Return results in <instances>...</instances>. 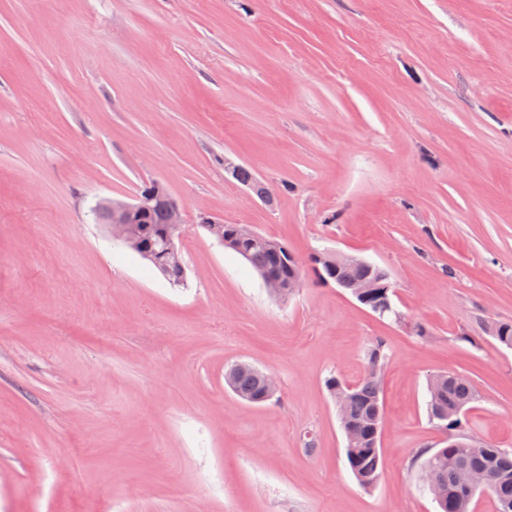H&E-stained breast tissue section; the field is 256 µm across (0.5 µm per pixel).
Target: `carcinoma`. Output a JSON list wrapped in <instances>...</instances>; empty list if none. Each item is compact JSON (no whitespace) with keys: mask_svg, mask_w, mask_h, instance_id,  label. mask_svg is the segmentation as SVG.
I'll return each instance as SVG.
<instances>
[{"mask_svg":"<svg viewBox=\"0 0 512 512\" xmlns=\"http://www.w3.org/2000/svg\"><path fill=\"white\" fill-rule=\"evenodd\" d=\"M229 175L254 195L263 194V182L249 167L240 164L229 171ZM166 192L167 189H162L143 220L129 225L133 251L151 263L154 262L152 253L163 249L170 227ZM241 228L240 224L224 225V247L241 255L259 276H275L286 283L300 275L288 263V253L291 252L288 243L256 230L246 236L240 232ZM314 271L320 281H333L341 288L387 273L386 269L367 262L347 260L338 264L334 258L317 263ZM160 272L173 287L187 280L186 268L174 264ZM489 333L500 345L512 349V322L498 321L490 326ZM385 360L384 345L377 342L367 349V373L360 381L349 384L335 375L325 381L332 398L345 399V429L362 438L356 447L345 449V454L352 475L365 490L375 486L383 468V454L379 448L384 422L380 373ZM225 380L243 400L254 404L263 402L262 371L258 368L236 364L226 372ZM427 390L429 420L443 430L460 434L442 448L421 452L425 456L424 464L431 467L438 483L439 492L432 496L439 497L440 512H470L473 498L466 496L458 484V473L462 468L484 479L495 512H512V509L504 510V507L512 506V450L494 448L466 434L467 412L480 398L476 388L465 376L448 372L431 377Z\"/></svg>","mask_w":512,"mask_h":512,"instance_id":"carcinoma-1","label":"carcinoma"}]
</instances>
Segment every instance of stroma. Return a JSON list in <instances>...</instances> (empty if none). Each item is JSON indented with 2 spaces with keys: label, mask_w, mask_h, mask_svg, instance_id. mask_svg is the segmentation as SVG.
<instances>
[{
  "label": "stroma",
  "mask_w": 512,
  "mask_h": 512,
  "mask_svg": "<svg viewBox=\"0 0 512 512\" xmlns=\"http://www.w3.org/2000/svg\"><path fill=\"white\" fill-rule=\"evenodd\" d=\"M154 179L184 207L182 288L94 214ZM202 210L305 260L387 268L399 319L310 269L273 298ZM496 321H512V0H0V512H437L431 375L469 378V435L512 448ZM379 341L384 468L366 491L325 381H358ZM240 362L273 398L229 389ZM228 173V175H230L235 181L246 186L257 197H260L263 194V182L255 176V174L249 167L243 164H238L237 167L233 168ZM275 197L276 193L271 191L269 188L265 187V192L262 195L261 200L267 203L270 200L274 199ZM262 373L252 365L236 364L226 372L225 380L229 388L240 398L250 403L260 404L264 403L262 399L263 386L267 396H272L276 391L275 380L267 374H264L262 379Z\"/></svg>",
  "instance_id": "stroma-1"
}]
</instances>
